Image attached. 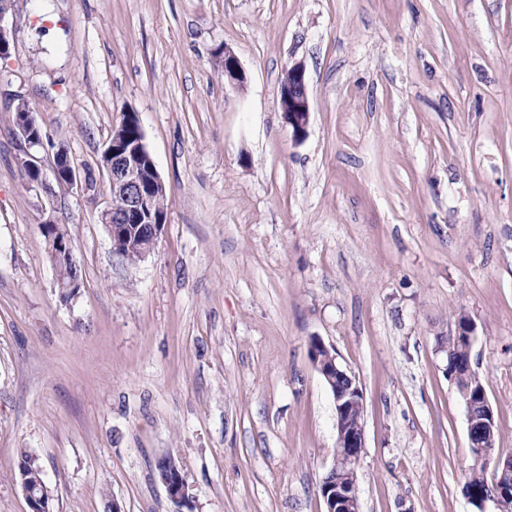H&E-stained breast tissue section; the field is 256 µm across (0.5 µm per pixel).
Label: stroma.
I'll use <instances>...</instances> for the list:
<instances>
[{
  "label": "stroma",
  "mask_w": 512,
  "mask_h": 512,
  "mask_svg": "<svg viewBox=\"0 0 512 512\" xmlns=\"http://www.w3.org/2000/svg\"><path fill=\"white\" fill-rule=\"evenodd\" d=\"M8 22L0 512H30L23 449L53 512H326L335 410L314 338L363 390L362 512H479L438 338L475 322L471 366L512 455V0H12ZM296 63L300 143L280 109ZM17 95L79 185L30 182ZM127 112L166 187L136 263L101 220L100 158ZM48 219L80 267L67 299ZM305 73L303 65L291 66L280 92L281 111L295 141L305 136L309 120L310 103ZM16 474L19 483L21 482L22 478L25 480L27 487L23 481L20 483V486L30 508H32V512H52V496L49 491L48 493L47 491L44 492L43 497L41 498V510H37L33 506V502L38 501V498L36 499L35 497L42 496L43 487L45 486L42 469L38 459L26 450L21 451L16 465ZM27 488L32 492L33 496ZM160 480L165 486L169 498L175 504L179 505L188 498L187 484L181 472L176 476L162 473Z\"/></svg>",
  "instance_id": "obj_1"
}]
</instances>
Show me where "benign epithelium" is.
Returning <instances> with one entry per match:
<instances>
[{"label":"benign epithelium","instance_id":"benign-epithelium-1","mask_svg":"<svg viewBox=\"0 0 512 512\" xmlns=\"http://www.w3.org/2000/svg\"><path fill=\"white\" fill-rule=\"evenodd\" d=\"M7 11L8 0H0V55L4 57L10 54L12 36L6 20ZM224 78L239 86L245 82V73L237 57L227 48L224 49ZM280 107L285 122L292 129L294 139L301 140L306 134L310 112L303 65L295 64L288 68L287 76L281 86ZM124 125L137 128L139 138L127 145L120 142L118 133H112V140L107 143L102 153L101 165L107 173L109 190L125 191L129 198V205L118 213L110 207L104 210V224L108 228L113 251L119 256L123 255L124 242L133 230V225H149V230L146 232L147 241L141 254V258L144 259L154 250L165 223L164 218L151 216L148 207L150 199L164 190V182L147 148L144 132L136 113H125ZM15 130L19 142L20 165L31 182L42 187L45 192H51V187L43 177V158L40 156L41 150L44 149V134L39 132L32 113H23L22 117L17 119ZM146 164L154 174V179L151 181H146L142 177V170ZM52 172L55 181L59 184L70 186L78 184L77 172L63 148L54 152ZM50 243L54 255L71 260L73 265L72 281L67 285H59L63 296L69 297L78 288L77 261L72 259L65 237L54 234L50 236ZM315 344L325 352V355L316 356L313 366L330 389L335 404L336 462L330 473L336 475V479L323 493L326 512H360L357 481L353 479L349 484L344 482V478L340 475L338 459L348 452L358 461L365 448L364 421L351 422L355 412L361 417L364 416L363 392L355 377L337 362L336 355L332 354L322 342L317 340ZM461 396L466 406L469 442L474 458L479 462L495 460L493 485H488L483 490L467 485L464 487L465 494L481 510L491 502L494 505V512H512V455L503 458L496 454L495 443L492 440L479 439L484 429L496 428L492 408L487 398H482L478 405L482 409V416L479 417L474 412L476 405L473 404L469 393L464 391ZM160 480L172 502L179 505L188 498L187 484L183 474L173 476L164 473Z\"/></svg>","mask_w":512,"mask_h":512}]
</instances>
